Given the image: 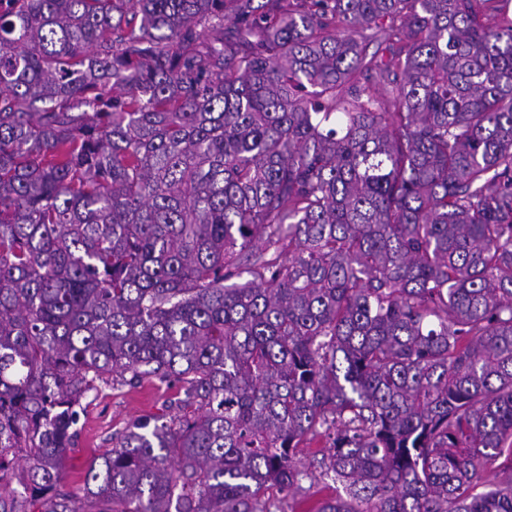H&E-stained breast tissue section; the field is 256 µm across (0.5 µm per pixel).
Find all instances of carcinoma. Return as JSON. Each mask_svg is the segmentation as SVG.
Wrapping results in <instances>:
<instances>
[{
  "instance_id": "carcinoma-1",
  "label": "carcinoma",
  "mask_w": 512,
  "mask_h": 512,
  "mask_svg": "<svg viewBox=\"0 0 512 512\" xmlns=\"http://www.w3.org/2000/svg\"><path fill=\"white\" fill-rule=\"evenodd\" d=\"M502 456L512 0H0V512H512ZM175 394V388L157 387L145 381L136 388L121 385L105 387L97 397L91 396L85 400L77 426V446L71 453L72 467L67 490L82 496L84 468L88 458L112 448V436L121 434L133 420L170 413L167 407ZM308 473L309 476L307 478H304L301 482V485L303 487L302 492H300V495L297 497L300 498L303 495H311L317 490L324 489V486H330V488H326L323 493L324 494H334L336 488V484L333 483V481L330 478H327L326 476H322L320 474V469H314L313 467H308Z\"/></svg>"
}]
</instances>
